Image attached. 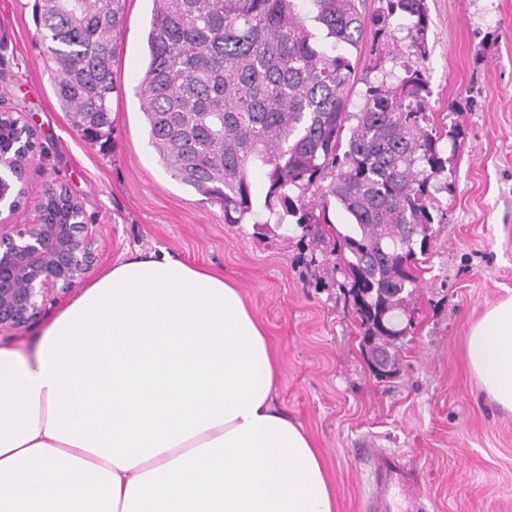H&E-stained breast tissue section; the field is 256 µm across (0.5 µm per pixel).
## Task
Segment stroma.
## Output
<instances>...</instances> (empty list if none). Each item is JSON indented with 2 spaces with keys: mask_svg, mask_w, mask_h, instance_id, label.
<instances>
[{
  "mask_svg": "<svg viewBox=\"0 0 512 512\" xmlns=\"http://www.w3.org/2000/svg\"><path fill=\"white\" fill-rule=\"evenodd\" d=\"M427 4L430 110L457 123L461 137L437 195L447 221L434 227L411 303L413 332L399 375L384 382L359 345L332 237L317 239L261 207L244 223H225L219 202L163 167L135 91L151 0L126 3L114 66L121 91L104 148L72 127L53 95L34 0H0V111L33 125L38 142L12 223L34 222L46 185H63L101 235L93 274L163 249L232 280L280 357L276 403L320 448L337 512H362L367 439L413 462L425 512H512V412L482 393L463 360L471 325L512 295V0ZM74 297L59 295L27 326L0 330V345L28 348Z\"/></svg>",
  "mask_w": 512,
  "mask_h": 512,
  "instance_id": "stroma-1",
  "label": "stroma"
}]
</instances>
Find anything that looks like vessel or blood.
<instances>
[{"instance_id": "1", "label": "vessel or blood", "mask_w": 512, "mask_h": 512, "mask_svg": "<svg viewBox=\"0 0 512 512\" xmlns=\"http://www.w3.org/2000/svg\"><path fill=\"white\" fill-rule=\"evenodd\" d=\"M364 457L371 476L369 512H421L416 470L404 455L371 449Z\"/></svg>"}]
</instances>
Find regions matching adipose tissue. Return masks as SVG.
Wrapping results in <instances>:
<instances>
[{
	"label": "adipose tissue",
	"mask_w": 512,
	"mask_h": 512,
	"mask_svg": "<svg viewBox=\"0 0 512 512\" xmlns=\"http://www.w3.org/2000/svg\"><path fill=\"white\" fill-rule=\"evenodd\" d=\"M512 411V296L465 341ZM264 325L222 274L139 251L23 353L0 346V512H336L312 437L281 413Z\"/></svg>",
	"instance_id": "ef3b65f1"
}]
</instances>
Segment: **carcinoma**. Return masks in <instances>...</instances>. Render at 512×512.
<instances>
[{
  "mask_svg": "<svg viewBox=\"0 0 512 512\" xmlns=\"http://www.w3.org/2000/svg\"><path fill=\"white\" fill-rule=\"evenodd\" d=\"M371 14L363 0H312L313 20L331 45L316 42L296 0H153L148 58L137 94L149 144L179 182L224 206V223L241 224L256 205L255 171L276 207L310 229L321 223L307 191L330 177L321 211L351 218L335 231L330 254L347 275L346 293L364 289L378 307L393 291L390 320L398 333L413 326L410 303L419 290L433 226L446 212L436 193L448 158L430 124L431 90L426 0H385ZM126 0H35L33 19L53 94L72 126L105 147L112 134L114 63ZM406 22L417 64L401 75L365 76L353 112L350 58L365 28L380 68L395 20ZM359 333L373 329L352 307Z\"/></svg>",
  "mask_w": 512,
  "mask_h": 512,
  "instance_id": "cac0c4a2",
  "label": "carcinoma"
}]
</instances>
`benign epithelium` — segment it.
<instances>
[{"mask_svg":"<svg viewBox=\"0 0 512 512\" xmlns=\"http://www.w3.org/2000/svg\"><path fill=\"white\" fill-rule=\"evenodd\" d=\"M24 135L14 126L10 146L0 149V328L24 327L39 317L47 298L83 281L102 251L95 225L85 223L82 205L63 186L48 185L33 223H9L22 195L20 173L35 159ZM361 340L374 375L397 377L389 351L371 336Z\"/></svg>","mask_w":512,"mask_h":512,"instance_id":"7a95c632","label":"benign epithelium"}]
</instances>
